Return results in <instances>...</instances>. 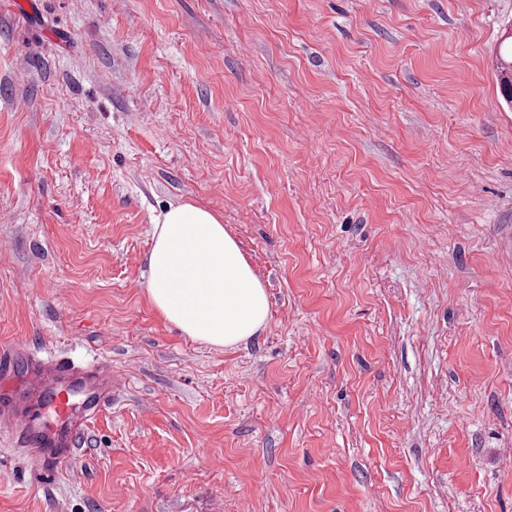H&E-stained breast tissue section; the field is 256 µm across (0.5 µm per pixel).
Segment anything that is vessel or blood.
<instances>
[{
  "label": "vessel or blood",
  "mask_w": 512,
  "mask_h": 512,
  "mask_svg": "<svg viewBox=\"0 0 512 512\" xmlns=\"http://www.w3.org/2000/svg\"><path fill=\"white\" fill-rule=\"evenodd\" d=\"M30 377L35 384L34 405L0 409V421L16 425L20 436L34 448H69L79 424L73 407L91 415L101 400L112 393V369L96 365L82 369L66 362H33Z\"/></svg>",
  "instance_id": "1"
}]
</instances>
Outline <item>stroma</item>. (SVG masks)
Listing matches in <instances>:
<instances>
[{
  "instance_id": "stroma-1",
  "label": "stroma",
  "mask_w": 512,
  "mask_h": 512,
  "mask_svg": "<svg viewBox=\"0 0 512 512\" xmlns=\"http://www.w3.org/2000/svg\"><path fill=\"white\" fill-rule=\"evenodd\" d=\"M0 0V400L112 367L0 512H512V0ZM218 213L256 336L146 295L152 219Z\"/></svg>"
}]
</instances>
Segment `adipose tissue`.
I'll return each instance as SVG.
<instances>
[{"instance_id": "obj_1", "label": "adipose tissue", "mask_w": 512, "mask_h": 512, "mask_svg": "<svg viewBox=\"0 0 512 512\" xmlns=\"http://www.w3.org/2000/svg\"><path fill=\"white\" fill-rule=\"evenodd\" d=\"M147 298L192 340L230 347L269 320L267 290L215 212L179 202L156 217Z\"/></svg>"}]
</instances>
